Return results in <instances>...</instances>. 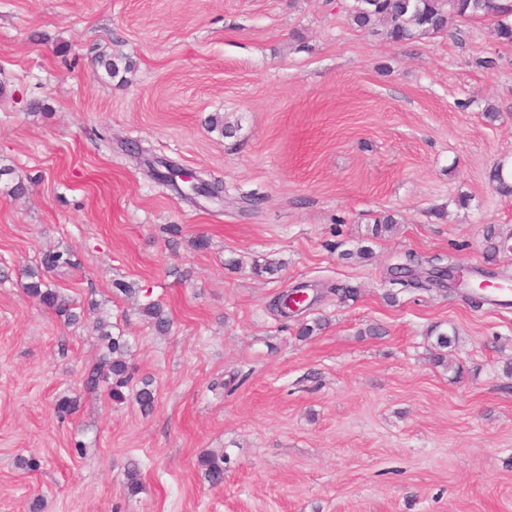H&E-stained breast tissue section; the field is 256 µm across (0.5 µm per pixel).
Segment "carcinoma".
Wrapping results in <instances>:
<instances>
[{"instance_id": "cac0c4a2", "label": "carcinoma", "mask_w": 512, "mask_h": 512, "mask_svg": "<svg viewBox=\"0 0 512 512\" xmlns=\"http://www.w3.org/2000/svg\"><path fill=\"white\" fill-rule=\"evenodd\" d=\"M346 10L352 25L359 29H368L393 43L445 32L457 20L478 16L503 18L497 25V34L505 41L512 40V24L504 20V17L512 14V3L504 4L501 0H350ZM143 164L156 183L168 187L182 197L186 196L173 178L177 164L154 157L144 159ZM199 184V195L212 199L222 197L224 185L221 179H201ZM400 264L410 271V275L405 278L392 277L394 284H413L440 291L464 287V283L455 276L453 261L440 255L426 258L407 252L400 259ZM76 265L75 253L72 250L56 249L43 253L39 263L24 272L27 278L25 293L51 310L67 325L79 323L85 313L91 314L95 311V306L91 304L86 309L78 306L74 299L49 283L47 274ZM139 311L156 333L163 335L170 330L171 319L160 302L149 300L140 305ZM108 327L110 324L104 319H97L96 328L106 348L101 365L107 368L112 377V397L121 400L124 389L131 388L137 403L144 411L149 412L153 408L156 395L152 378L134 380L128 341L120 334L113 335ZM429 336L435 337V347L441 350L452 347L459 340L457 332L447 333L439 330L436 325L430 329ZM199 465L210 485L217 486L224 482V454L205 453L199 457Z\"/></svg>"}]
</instances>
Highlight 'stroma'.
Wrapping results in <instances>:
<instances>
[{"label":"stroma","mask_w":512,"mask_h":512,"mask_svg":"<svg viewBox=\"0 0 512 512\" xmlns=\"http://www.w3.org/2000/svg\"><path fill=\"white\" fill-rule=\"evenodd\" d=\"M336 3L0 0V162L26 186L0 178V512H512V303L387 281L407 251L512 281V250L484 239L512 235L489 180L512 164V42L478 17L394 45ZM134 143L222 178L223 200L158 186ZM66 246L80 265L52 283L128 339L150 412L86 389L91 323L25 294L24 269ZM301 282L358 295L277 317ZM434 325L460 335L444 366ZM139 311L156 333L163 335L170 330L171 319L159 301L148 300L140 305ZM205 480L212 486L224 482V454L218 452L205 453L199 457Z\"/></svg>","instance_id":"1"}]
</instances>
